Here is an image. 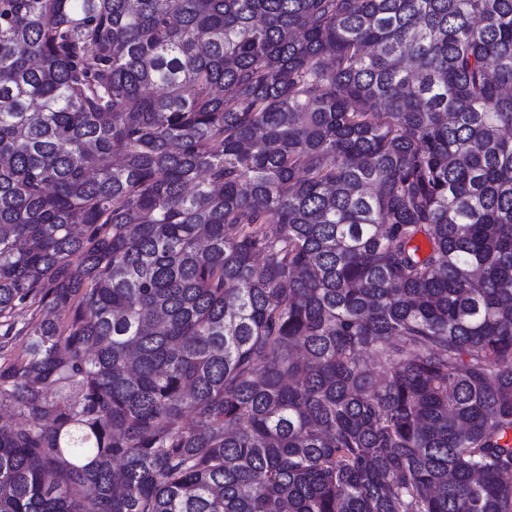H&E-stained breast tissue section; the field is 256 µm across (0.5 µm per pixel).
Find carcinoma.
<instances>
[{
	"instance_id": "cac0c4a2",
	"label": "carcinoma",
	"mask_w": 512,
	"mask_h": 512,
	"mask_svg": "<svg viewBox=\"0 0 512 512\" xmlns=\"http://www.w3.org/2000/svg\"><path fill=\"white\" fill-rule=\"evenodd\" d=\"M0 328V512H512V0H0Z\"/></svg>"
}]
</instances>
